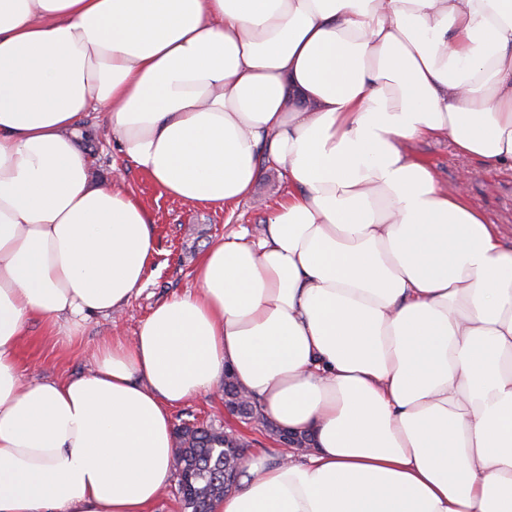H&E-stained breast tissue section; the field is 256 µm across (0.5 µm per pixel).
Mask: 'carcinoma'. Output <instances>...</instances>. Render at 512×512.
Segmentation results:
<instances>
[{"label": "carcinoma", "instance_id": "obj_1", "mask_svg": "<svg viewBox=\"0 0 512 512\" xmlns=\"http://www.w3.org/2000/svg\"><path fill=\"white\" fill-rule=\"evenodd\" d=\"M224 399L236 403L246 417L260 423L274 437L283 431L275 428L262 414L257 403L243 397L233 377L224 380ZM179 448L175 463L184 486L182 501L190 512H212L216 502L230 490L224 477L238 476L240 455L236 449L249 447L243 438L208 426L185 425L178 431Z\"/></svg>", "mask_w": 512, "mask_h": 512}]
</instances>
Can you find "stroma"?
<instances>
[{
  "instance_id": "1",
  "label": "stroma",
  "mask_w": 512,
  "mask_h": 512,
  "mask_svg": "<svg viewBox=\"0 0 512 512\" xmlns=\"http://www.w3.org/2000/svg\"><path fill=\"white\" fill-rule=\"evenodd\" d=\"M85 146L91 158V179L108 180L113 168L124 171V184L149 213L156 238V252L145 273V285L121 310L108 318L86 322L73 339H66L61 325H49L34 318L28 321L17 347V360L25 378L64 379L87 373L93 353L103 338L133 336L139 323L160 303L194 292L195 267L208 246L224 235L246 228L255 231L266 224L272 207L287 196L288 179L275 167H262L252 196L232 209L189 205L170 196L145 173L126 163L118 150L108 122L101 114L86 121ZM412 151L433 169L439 184L454 189L466 180L470 199L490 222L502 225L506 246H512V170L495 168L477 159L457 155L444 139L422 140ZM173 428L187 424L228 429L249 441L250 454L281 457L282 448L257 423H245L224 413V395L214 391L199 395L175 407Z\"/></svg>"
}]
</instances>
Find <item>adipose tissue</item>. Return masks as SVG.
Returning <instances> with one entry per match:
<instances>
[{
  "instance_id": "ef3b65f1",
  "label": "adipose tissue",
  "mask_w": 512,
  "mask_h": 512,
  "mask_svg": "<svg viewBox=\"0 0 512 512\" xmlns=\"http://www.w3.org/2000/svg\"><path fill=\"white\" fill-rule=\"evenodd\" d=\"M92 111L184 202L265 162L293 190L88 373L31 381L27 321L111 316L156 251L91 181ZM436 137L512 168V0H0V512H149L171 409L229 374L310 446L215 512H512V248L410 153Z\"/></svg>"
}]
</instances>
